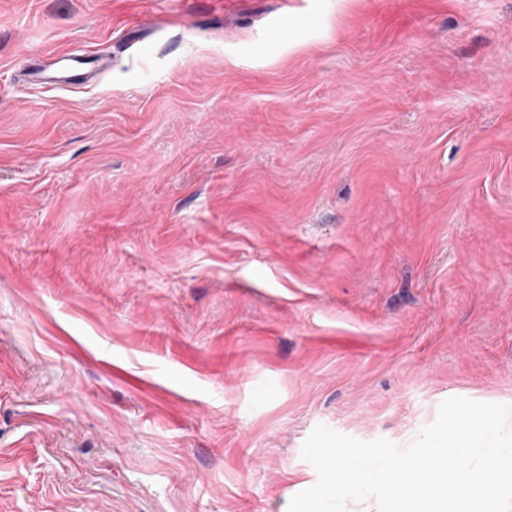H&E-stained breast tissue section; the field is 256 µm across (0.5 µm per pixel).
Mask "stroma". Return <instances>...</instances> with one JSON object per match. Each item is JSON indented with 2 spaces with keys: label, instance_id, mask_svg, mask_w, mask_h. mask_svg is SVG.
Wrapping results in <instances>:
<instances>
[{
  "label": "stroma",
  "instance_id": "35a3bbf8",
  "mask_svg": "<svg viewBox=\"0 0 512 512\" xmlns=\"http://www.w3.org/2000/svg\"><path fill=\"white\" fill-rule=\"evenodd\" d=\"M451 397L512 405V0H0V512H287ZM91 55V58H89ZM99 61V65L95 61ZM54 69H48L42 65L32 64L28 67L25 79L30 86L47 88L50 90H75L89 84L99 67L103 72L108 62L103 57L86 53L84 55L64 54L59 59Z\"/></svg>",
  "mask_w": 512,
  "mask_h": 512
}]
</instances>
